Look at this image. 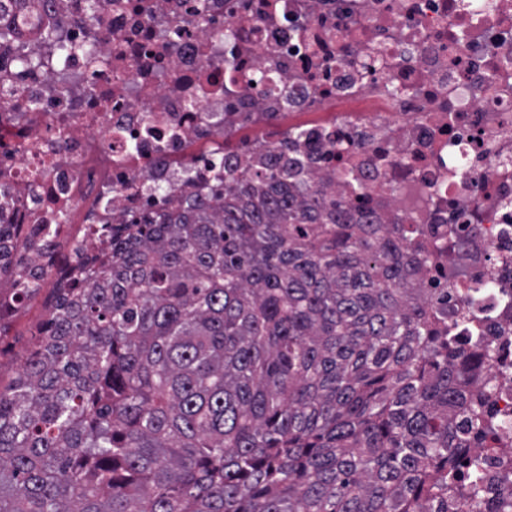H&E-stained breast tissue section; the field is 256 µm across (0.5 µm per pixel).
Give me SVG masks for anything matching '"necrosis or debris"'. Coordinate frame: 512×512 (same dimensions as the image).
I'll return each mask as SVG.
<instances>
[{
    "label": "necrosis or debris",
    "mask_w": 512,
    "mask_h": 512,
    "mask_svg": "<svg viewBox=\"0 0 512 512\" xmlns=\"http://www.w3.org/2000/svg\"><path fill=\"white\" fill-rule=\"evenodd\" d=\"M268 2L0 0V222L31 253L20 277L72 287L106 252L92 225L155 221L223 182L225 148L255 158L296 131L289 155L353 220L415 229L426 301L460 347L492 350L476 387L512 421V0ZM81 39L103 66L48 64ZM30 57L45 66L16 68ZM468 451L485 512H507L512 433Z\"/></svg>",
    "instance_id": "obj_1"
}]
</instances>
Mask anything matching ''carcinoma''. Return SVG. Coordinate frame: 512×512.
<instances>
[{
    "label": "carcinoma",
    "mask_w": 512,
    "mask_h": 512,
    "mask_svg": "<svg viewBox=\"0 0 512 512\" xmlns=\"http://www.w3.org/2000/svg\"><path fill=\"white\" fill-rule=\"evenodd\" d=\"M182 205L93 228L106 258L0 391V512H483L456 461L509 431L468 400L494 356L454 359L407 231L351 223L300 161L226 154Z\"/></svg>",
    "instance_id": "obj_1"
}]
</instances>
